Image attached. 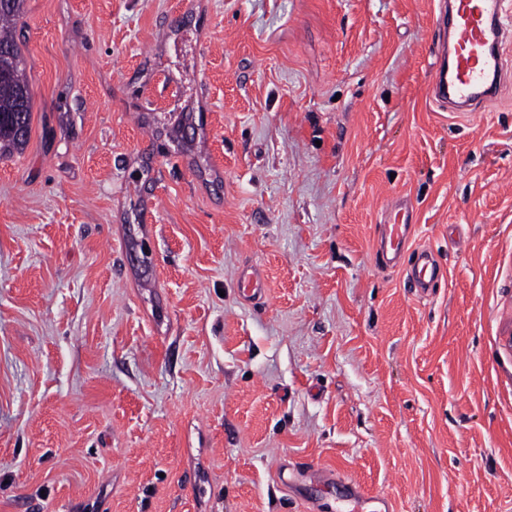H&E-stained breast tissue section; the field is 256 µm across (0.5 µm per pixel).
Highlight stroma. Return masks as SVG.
<instances>
[{
  "mask_svg": "<svg viewBox=\"0 0 512 512\" xmlns=\"http://www.w3.org/2000/svg\"><path fill=\"white\" fill-rule=\"evenodd\" d=\"M436 3L24 0L0 512H512V75L434 104ZM414 213L403 203L393 207L389 213V223L385 224L384 245L381 249V255L388 259V253H391L395 259L404 249L410 224H413ZM437 275L438 271L433 261L427 254L422 253L419 262L408 274L407 280L410 288L425 289L430 288Z\"/></svg>",
  "mask_w": 512,
  "mask_h": 512,
  "instance_id": "1",
  "label": "stroma"
}]
</instances>
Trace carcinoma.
I'll return each mask as SVG.
<instances>
[{
  "label": "carcinoma",
  "mask_w": 512,
  "mask_h": 512,
  "mask_svg": "<svg viewBox=\"0 0 512 512\" xmlns=\"http://www.w3.org/2000/svg\"><path fill=\"white\" fill-rule=\"evenodd\" d=\"M23 0H0V155L22 149L31 129L29 84L11 28Z\"/></svg>",
  "instance_id": "cac0c4a2"
}]
</instances>
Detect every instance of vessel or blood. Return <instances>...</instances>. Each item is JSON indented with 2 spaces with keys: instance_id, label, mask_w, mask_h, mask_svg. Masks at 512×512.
Segmentation results:
<instances>
[{
  "instance_id": "vessel-or-blood-1",
  "label": "vessel or blood",
  "mask_w": 512,
  "mask_h": 512,
  "mask_svg": "<svg viewBox=\"0 0 512 512\" xmlns=\"http://www.w3.org/2000/svg\"><path fill=\"white\" fill-rule=\"evenodd\" d=\"M501 0H439L434 24L438 38L433 75L436 100L449 111L495 99L501 90L505 66L500 42L505 34L500 18ZM413 211L403 203L389 213L385 250L399 255L404 249ZM438 271L428 255H421L407 277L411 287H430Z\"/></svg>"
}]
</instances>
